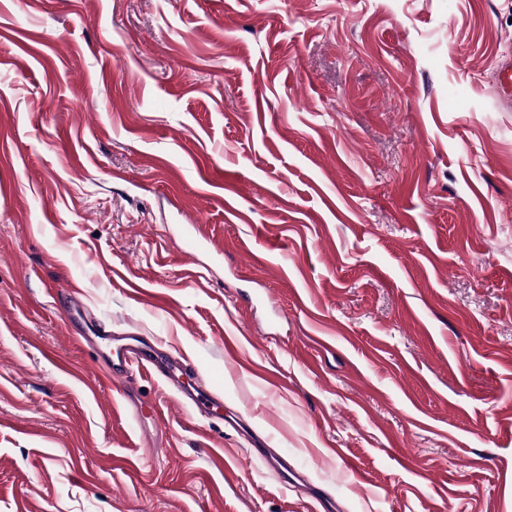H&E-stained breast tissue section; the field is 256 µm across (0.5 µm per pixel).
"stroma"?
<instances>
[{
  "mask_svg": "<svg viewBox=\"0 0 512 512\" xmlns=\"http://www.w3.org/2000/svg\"><path fill=\"white\" fill-rule=\"evenodd\" d=\"M508 47L512 0H0V512H512ZM101 323L220 417L102 388ZM494 91L506 106L512 103V54L499 55L494 63Z\"/></svg>",
  "mask_w": 512,
  "mask_h": 512,
  "instance_id": "obj_1",
  "label": "stroma"
}]
</instances>
